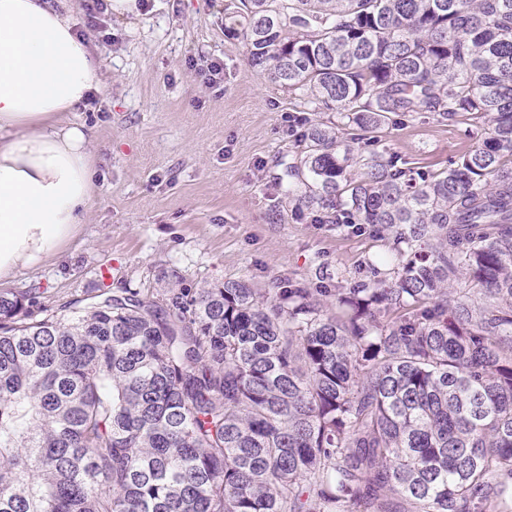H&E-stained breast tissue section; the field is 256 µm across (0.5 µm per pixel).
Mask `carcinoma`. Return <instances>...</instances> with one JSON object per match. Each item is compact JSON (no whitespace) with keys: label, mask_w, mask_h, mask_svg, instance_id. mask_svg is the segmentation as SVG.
Wrapping results in <instances>:
<instances>
[{"label":"carcinoma","mask_w":512,"mask_h":512,"mask_svg":"<svg viewBox=\"0 0 512 512\" xmlns=\"http://www.w3.org/2000/svg\"><path fill=\"white\" fill-rule=\"evenodd\" d=\"M233 6L252 67L339 115L282 194L391 254L332 293L0 291V512H508L512 0ZM425 113L489 133L432 173L341 136Z\"/></svg>","instance_id":"obj_1"}]
</instances>
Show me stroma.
<instances>
[{
  "label": "stroma",
  "instance_id": "obj_1",
  "mask_svg": "<svg viewBox=\"0 0 512 512\" xmlns=\"http://www.w3.org/2000/svg\"><path fill=\"white\" fill-rule=\"evenodd\" d=\"M230 0H148L132 13H100L75 0L77 32L106 76L73 112L94 134L97 195L79 235L54 257L20 270L0 289H38L40 303L121 288H153L171 273L194 288L244 277L257 288L287 277L332 288L363 274L385 246L372 226L321 224L281 194L279 176L312 122L300 98L251 67L245 43L227 32ZM220 61L207 85L200 59ZM482 119L440 122L428 114L382 131L381 145L409 166L437 171L485 137ZM108 280H101V269Z\"/></svg>",
  "mask_w": 512,
  "mask_h": 512
}]
</instances>
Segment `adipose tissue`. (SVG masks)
Listing matches in <instances>:
<instances>
[{"mask_svg": "<svg viewBox=\"0 0 512 512\" xmlns=\"http://www.w3.org/2000/svg\"><path fill=\"white\" fill-rule=\"evenodd\" d=\"M101 85L70 0H0V281L79 234L95 154L69 114Z\"/></svg>", "mask_w": 512, "mask_h": 512, "instance_id": "ef3b65f1", "label": "adipose tissue"}]
</instances>
